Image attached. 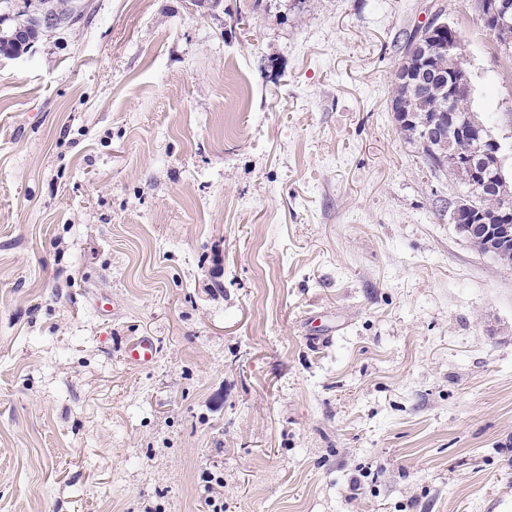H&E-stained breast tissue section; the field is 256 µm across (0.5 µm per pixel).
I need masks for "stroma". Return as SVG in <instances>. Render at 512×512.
<instances>
[{
    "label": "stroma",
    "mask_w": 512,
    "mask_h": 512,
    "mask_svg": "<svg viewBox=\"0 0 512 512\" xmlns=\"http://www.w3.org/2000/svg\"><path fill=\"white\" fill-rule=\"evenodd\" d=\"M74 14L0 55V512H512V269L388 110L441 17L512 173L477 0ZM158 356V346L152 336H138L122 351L123 361L131 366L146 367L153 364Z\"/></svg>",
    "instance_id": "35a3bbf8"
}]
</instances>
